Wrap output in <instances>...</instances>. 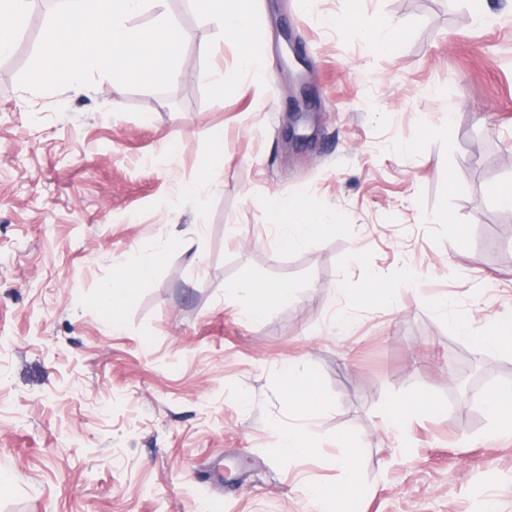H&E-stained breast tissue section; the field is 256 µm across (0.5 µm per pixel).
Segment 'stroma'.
<instances>
[{"instance_id":"1","label":"stroma","mask_w":512,"mask_h":512,"mask_svg":"<svg viewBox=\"0 0 512 512\" xmlns=\"http://www.w3.org/2000/svg\"><path fill=\"white\" fill-rule=\"evenodd\" d=\"M264 25L220 38L168 0L188 38L172 74L134 73L120 111L104 76L40 58L54 9L0 58V512H314L306 483L337 485L356 451L365 493L333 512H512V430L478 402L512 392V346L472 335L512 314V0H248ZM384 16L402 52L369 35ZM309 65L313 137L288 144L287 46ZM269 81L210 74L244 52ZM224 171L198 185L215 136ZM333 229L283 251L270 198ZM456 233H449V224ZM182 248H170L171 238ZM156 257L112 327L92 307L117 265ZM393 304H359L372 280ZM294 288L257 320L239 283ZM447 299V313L434 308ZM310 371L329 409L299 413L284 372ZM432 409L402 434L388 400ZM309 454L272 451L276 430ZM274 447L273 451L276 454L287 459L302 458L310 452L305 437L290 428L288 432L280 430L276 433Z\"/></svg>"}]
</instances>
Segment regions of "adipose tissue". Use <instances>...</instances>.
<instances>
[{"instance_id": "obj_1", "label": "adipose tissue", "mask_w": 512, "mask_h": 512, "mask_svg": "<svg viewBox=\"0 0 512 512\" xmlns=\"http://www.w3.org/2000/svg\"><path fill=\"white\" fill-rule=\"evenodd\" d=\"M193 4L216 23L221 36L240 42L248 41L259 24L256 14L248 10L243 0H192ZM56 23L63 32L66 43L48 44L43 59L45 71H52L60 52L79 53L85 56L88 69L105 75L111 96L104 104L106 111L121 108V96L129 71L143 70L148 77L165 76L166 62L174 60L186 39V31L166 17V0H58ZM31 0H0V57L10 54L18 35L26 30L30 21ZM155 11L158 20L157 42L162 48L159 58H149L144 49L142 34L129 26L131 15L144 9ZM279 222L275 241L280 249L287 250L300 242H312L329 232L330 227L302 203L295 200L274 198L269 202ZM155 258L148 257L135 266L119 269L111 284L99 295L95 308L110 323H118L122 306L132 301L140 282L151 277ZM241 312L250 319L262 317L274 304L291 295L290 283L244 282ZM292 405L301 412H315L328 407L329 402L320 394L312 374L306 369L289 366L286 372ZM354 453L345 451L338 460L345 474L342 484L334 487L306 485L302 494L324 512L327 504L338 500H352L362 494V487L354 471Z\"/></svg>"}]
</instances>
